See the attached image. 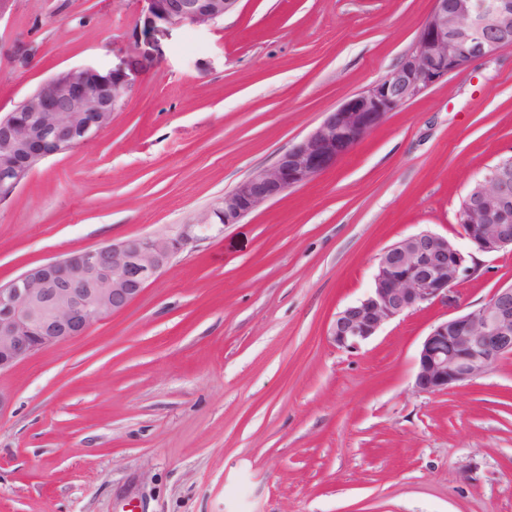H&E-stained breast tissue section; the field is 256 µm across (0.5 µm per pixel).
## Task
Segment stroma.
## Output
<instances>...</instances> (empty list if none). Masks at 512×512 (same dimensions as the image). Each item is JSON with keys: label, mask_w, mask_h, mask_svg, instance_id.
Segmentation results:
<instances>
[{"label": "stroma", "mask_w": 512, "mask_h": 512, "mask_svg": "<svg viewBox=\"0 0 512 512\" xmlns=\"http://www.w3.org/2000/svg\"><path fill=\"white\" fill-rule=\"evenodd\" d=\"M432 0H238L144 29L141 0H12L0 116L86 65L132 80L112 124L0 202V286L71 252L172 234L412 48ZM512 157V47L389 113L335 166L195 232L125 311L0 374V512H512V357L427 394L432 325L512 283V253L347 351L334 314L378 254L469 249L471 185Z\"/></svg>", "instance_id": "obj_1"}]
</instances>
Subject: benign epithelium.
<instances>
[{"instance_id": "obj_1", "label": "benign epithelium", "mask_w": 512, "mask_h": 512, "mask_svg": "<svg viewBox=\"0 0 512 512\" xmlns=\"http://www.w3.org/2000/svg\"><path fill=\"white\" fill-rule=\"evenodd\" d=\"M143 2L145 27L155 29L215 23L238 0ZM505 45H512V0H432L412 49L391 71L325 113L272 166L253 171L224 192L182 232L88 248L76 261L69 256L51 260L0 286V373L127 309L190 241L192 227L237 224L310 183L378 128L386 114ZM129 88V77L120 70L71 68L1 117L0 200L11 196L42 160L108 128ZM459 216L472 250L463 251L432 231L384 248L369 293L334 315L328 329L334 346L355 349L399 316L448 302V292L477 274L476 254L512 249V158L475 181ZM507 356H512V283L496 288L487 302L432 326L416 358L415 386L441 392L489 372Z\"/></svg>"}]
</instances>
